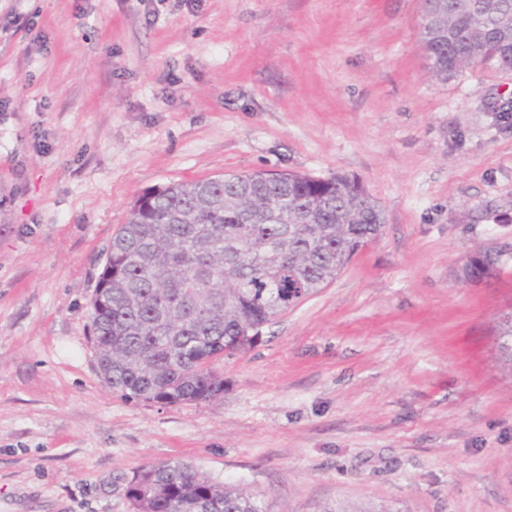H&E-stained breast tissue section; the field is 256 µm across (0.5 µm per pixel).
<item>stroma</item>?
I'll return each mask as SVG.
<instances>
[{
	"instance_id": "stroma-1",
	"label": "stroma",
	"mask_w": 512,
	"mask_h": 512,
	"mask_svg": "<svg viewBox=\"0 0 512 512\" xmlns=\"http://www.w3.org/2000/svg\"><path fill=\"white\" fill-rule=\"evenodd\" d=\"M423 25L420 0H0V512H133L174 460L272 512H512V71L435 80ZM260 170L357 177L381 237L214 362L222 398L113 393L90 303L133 203Z\"/></svg>"
}]
</instances>
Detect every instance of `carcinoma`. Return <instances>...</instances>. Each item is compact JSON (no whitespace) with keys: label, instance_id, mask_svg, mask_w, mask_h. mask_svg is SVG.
<instances>
[{"label":"carcinoma","instance_id":"cac0c4a2","mask_svg":"<svg viewBox=\"0 0 512 512\" xmlns=\"http://www.w3.org/2000/svg\"><path fill=\"white\" fill-rule=\"evenodd\" d=\"M512 0H447L424 42L433 75L476 63L512 67ZM381 207L346 175L319 179L258 171L176 183L136 199L112 237L91 299L97 366L129 401L176 406L224 394L213 361L332 282L382 233ZM481 254L467 279L488 273ZM512 365V318L501 326ZM134 512H270L255 494L166 461L143 468Z\"/></svg>","mask_w":512,"mask_h":512}]
</instances>
